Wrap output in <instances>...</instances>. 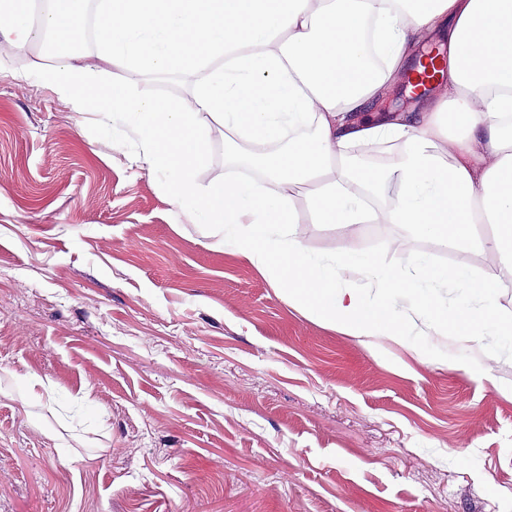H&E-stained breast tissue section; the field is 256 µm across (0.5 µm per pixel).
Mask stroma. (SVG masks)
Returning a JSON list of instances; mask_svg holds the SVG:
<instances>
[{
    "mask_svg": "<svg viewBox=\"0 0 512 512\" xmlns=\"http://www.w3.org/2000/svg\"><path fill=\"white\" fill-rule=\"evenodd\" d=\"M0 34V512H512V352L432 323L385 356L281 299ZM257 179L214 131L204 183ZM359 249L474 257L403 224ZM404 238L407 250L390 243ZM53 394L24 413L18 381Z\"/></svg>",
    "mask_w": 512,
    "mask_h": 512,
    "instance_id": "stroma-1",
    "label": "stroma"
}]
</instances>
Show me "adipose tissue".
<instances>
[{
	"instance_id": "obj_1",
	"label": "adipose tissue",
	"mask_w": 512,
	"mask_h": 512,
	"mask_svg": "<svg viewBox=\"0 0 512 512\" xmlns=\"http://www.w3.org/2000/svg\"><path fill=\"white\" fill-rule=\"evenodd\" d=\"M98 50L84 39V0H0V34L17 49L41 35L72 45L62 62L11 77L50 88L101 127L125 126L141 152L132 161L160 177L178 216L205 226L216 245L271 272L289 305L382 353L392 342L427 358L442 284L462 288L450 309L467 336H511L496 310L512 283V0H97ZM448 41L437 88L423 109L376 118L417 62V47ZM125 72L121 92L100 90L107 67ZM194 75L189 97L138 93L151 72ZM251 143L287 141L255 155L262 182L200 181L215 129ZM394 141L398 155L376 170L353 147ZM401 191L385 210L370 199L388 180ZM342 232L332 257L308 250L300 223ZM356 224H406L425 238L488 261L476 275L411 255L406 272L360 252ZM363 280L352 287L351 278ZM412 300L411 315L392 300Z\"/></svg>"
}]
</instances>
